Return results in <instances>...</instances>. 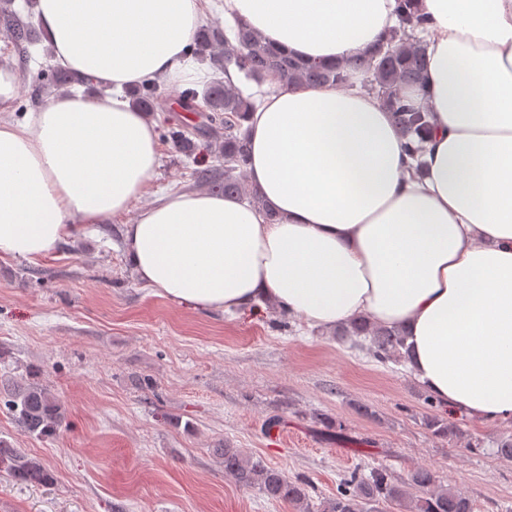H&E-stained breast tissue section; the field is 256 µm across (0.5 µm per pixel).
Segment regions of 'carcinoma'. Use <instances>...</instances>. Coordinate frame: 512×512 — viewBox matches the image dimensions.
I'll return each instance as SVG.
<instances>
[{
  "mask_svg": "<svg viewBox=\"0 0 512 512\" xmlns=\"http://www.w3.org/2000/svg\"><path fill=\"white\" fill-rule=\"evenodd\" d=\"M398 24L387 43L369 55L343 63L326 64L295 58L267 43L262 36L242 21L236 22L233 38L209 25L199 26L193 33L188 52L199 61H211L221 73L233 71L258 84L282 81L295 89L303 85H342L350 74L365 75L364 87L377 94L391 114L392 121L409 155L422 150L431 123L429 112L413 105L403 93L406 88L427 94L425 71L427 44L415 40V33L427 24L417 7V0H398ZM0 25L8 29L13 44L24 47L36 37L32 17L23 18L12 9V0H0ZM53 83L62 89L74 84L89 86L92 78L75 76L65 70L53 71ZM128 95L143 112L155 111L163 95L162 84L153 82L132 88ZM179 103L185 110L200 112L215 131L214 142L206 145L215 153L216 163L193 171L195 182L213 193L245 198L267 211L269 221L278 220L268 209L263 196L245 185L243 171L248 161V136L243 130L254 101L246 97L231 81L215 76L199 85L188 82L179 92ZM163 141L180 153L191 156L199 149L195 133L179 123L161 130ZM336 335L350 338L382 361L409 360L407 331L403 327L376 323L359 316L336 329ZM4 406L25 433L38 439L56 435L66 419V410L43 385L35 382L14 384L3 396ZM425 425L439 436L454 434L453 426L436 415L425 417ZM223 459L224 472L244 487L256 488L266 497L294 504L301 512H362L366 504L380 502L408 503L407 512H473L471 501L453 487L439 483L434 471L420 467L409 473L404 483L393 482L383 468H373L363 477L354 474L344 479L336 497L314 506L308 495V484L293 480L283 471L268 465L262 458L243 454L237 448H217ZM0 472L24 484L51 485L54 473L37 458L0 438Z\"/></svg>",
  "mask_w": 512,
  "mask_h": 512,
  "instance_id": "carcinoma-1",
  "label": "carcinoma"
}]
</instances>
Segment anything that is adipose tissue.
<instances>
[{
  "instance_id": "obj_1",
  "label": "adipose tissue",
  "mask_w": 512,
  "mask_h": 512,
  "mask_svg": "<svg viewBox=\"0 0 512 512\" xmlns=\"http://www.w3.org/2000/svg\"><path fill=\"white\" fill-rule=\"evenodd\" d=\"M397 0H224V17L302 58L377 49ZM433 131L418 159L380 99L267 83L246 123L248 180L279 215L221 194L163 195L123 250L156 295L230 314L276 307L330 328L365 314L409 330L434 402L512 423V0H419ZM53 61L112 90L0 116V259L38 262L127 212L158 165L125 88L190 81L200 0H37Z\"/></svg>"
}]
</instances>
